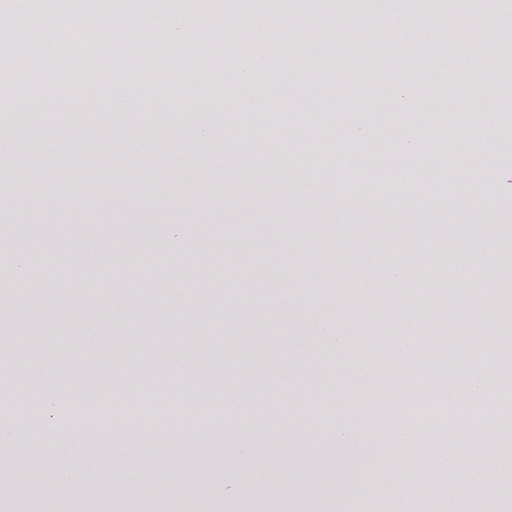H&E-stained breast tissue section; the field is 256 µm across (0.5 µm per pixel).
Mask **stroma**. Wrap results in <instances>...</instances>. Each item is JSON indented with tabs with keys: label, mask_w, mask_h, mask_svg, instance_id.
<instances>
[{
	"label": "stroma",
	"mask_w": 512,
	"mask_h": 512,
	"mask_svg": "<svg viewBox=\"0 0 512 512\" xmlns=\"http://www.w3.org/2000/svg\"><path fill=\"white\" fill-rule=\"evenodd\" d=\"M317 15L263 18L283 59L273 91L242 47L204 82L182 64L189 42L145 52L142 6L127 11L114 60L123 82L89 94L57 81L43 56L26 60L29 80L0 103L11 115L0 145H15L21 125L32 145L27 175L0 176V410L12 415L1 441L36 454L0 457L11 489L0 512H365L398 498L404 449L430 470L406 492L422 512L455 485L480 512L512 503V466L484 482L504 417L482 413L484 438L464 426L446 442L418 423L437 391L463 404L472 379L491 395L506 388L494 364L472 378L461 364L470 347L512 336V296L494 277L512 266V101L500 79L470 75L490 56L512 61V39L452 56L419 15L382 55L368 39L318 71L328 36ZM407 42L433 67L414 72ZM242 72L256 95L226 111ZM379 84L409 95L407 110L383 104ZM406 141L417 166L404 164ZM477 225L500 231L476 239ZM474 267L484 277L455 298ZM419 285L428 299L414 310L403 296ZM326 323L343 344L322 336ZM30 396L50 405L45 420L22 413ZM182 399L204 422L127 418ZM93 404L118 407L108 429L58 420ZM347 406L381 442L369 457L332 445ZM51 443L76 451L39 455ZM143 448L157 449L152 463ZM352 484L368 494L347 497Z\"/></svg>",
	"instance_id": "obj_1"
}]
</instances>
